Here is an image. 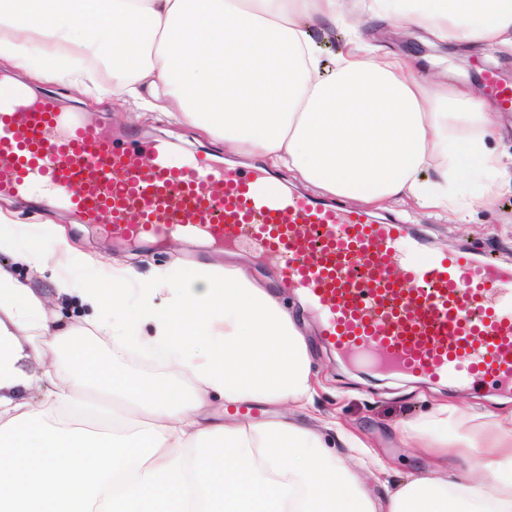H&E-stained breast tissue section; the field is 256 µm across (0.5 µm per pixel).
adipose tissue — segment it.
I'll list each match as a JSON object with an SVG mask.
<instances>
[{
  "label": "adipose tissue",
  "instance_id": "obj_1",
  "mask_svg": "<svg viewBox=\"0 0 512 512\" xmlns=\"http://www.w3.org/2000/svg\"><path fill=\"white\" fill-rule=\"evenodd\" d=\"M363 7L440 40L512 38V0ZM347 15L345 0H0V60L97 98L124 95L347 200L409 199L462 222L512 190V153L489 144L512 127L482 100L424 81L357 22L323 59L314 26ZM29 235L0 212V254L50 273L56 296L84 314L65 321L0 265V512H512V415L484 427L476 455L471 415L439 405L411 433L433 469L374 493L366 444L337 421L307 423L311 352L269 288L235 265L143 276ZM83 331L109 337L111 358ZM128 353L156 357L180 382L121 369ZM29 356L42 372L23 370ZM216 399L291 411L245 425L213 413ZM91 411L108 431L70 427Z\"/></svg>",
  "mask_w": 512,
  "mask_h": 512
}]
</instances>
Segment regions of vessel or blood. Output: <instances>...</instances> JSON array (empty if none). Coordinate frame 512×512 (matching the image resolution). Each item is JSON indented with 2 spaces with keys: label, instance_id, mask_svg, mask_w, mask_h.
<instances>
[{
  "label": "vessel or blood",
  "instance_id": "vessel-or-blood-1",
  "mask_svg": "<svg viewBox=\"0 0 512 512\" xmlns=\"http://www.w3.org/2000/svg\"><path fill=\"white\" fill-rule=\"evenodd\" d=\"M512 112V84L482 72ZM0 194L37 195L112 238L247 245L277 258L288 289L349 359L459 385L512 390V268L462 247L424 249L404 225L290 192L259 169L216 167L161 143H118L48 98L0 84Z\"/></svg>",
  "mask_w": 512,
  "mask_h": 512
}]
</instances>
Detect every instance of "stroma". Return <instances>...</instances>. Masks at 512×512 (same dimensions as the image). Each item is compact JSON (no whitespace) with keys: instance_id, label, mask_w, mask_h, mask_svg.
Here are the masks:
<instances>
[{"instance_id":"1","label":"stroma","mask_w":512,"mask_h":512,"mask_svg":"<svg viewBox=\"0 0 512 512\" xmlns=\"http://www.w3.org/2000/svg\"><path fill=\"white\" fill-rule=\"evenodd\" d=\"M366 33L374 42L399 55L416 60L433 75H447L449 82L476 89L483 68L490 67L500 76H512V49L488 46L472 50L455 42L401 35L388 24L371 23ZM28 84L38 96L54 97L61 107L74 112L88 123L124 132L129 139H161L177 151L201 155L213 164L227 167H262L289 188L319 197V190L303 183L285 168H277L260 155L243 158L223 142L198 129L174 125L163 116L137 109L131 102L112 97L97 99L58 80H35L0 65V78ZM0 210L20 224L47 225L60 230L80 250L104 262L119 261L148 273L158 265L177 264L191 268L198 264H223V250L198 238L172 236L160 242L150 240L129 245L112 239L99 225L85 223L74 212L44 204L31 198L0 195ZM380 221L405 224L432 250L448 251L469 245L493 254L498 261L512 266V194L499 197L494 206H474L465 223L431 215L416 204L390 202L370 208ZM236 261L255 280L270 287L281 303L300 324L312 349V374L317 385L315 406L322 415L336 416L353 429L368 445L374 460L387 466L389 483H398L429 472L431 457L410 440L409 428L429 418L442 402L460 409L504 414L512 411V391L479 386L465 389L446 382L374 370L353 364L330 348L321 335L318 316L310 311L300 295L283 288L280 269L248 247L235 250Z\"/></svg>"}]
</instances>
